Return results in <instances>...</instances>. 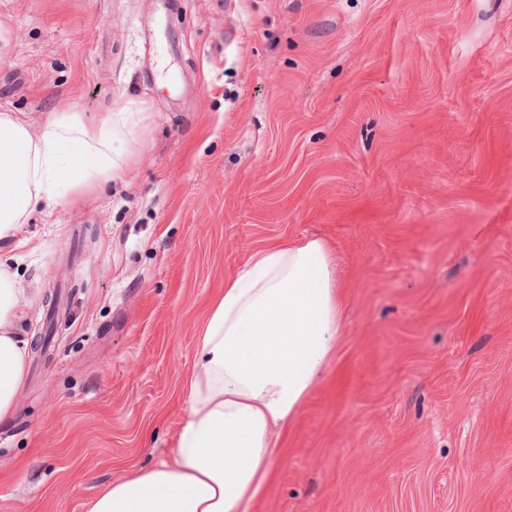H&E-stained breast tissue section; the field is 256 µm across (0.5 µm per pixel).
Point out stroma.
<instances>
[{
  "instance_id": "35a3bbf8",
  "label": "stroma",
  "mask_w": 512,
  "mask_h": 512,
  "mask_svg": "<svg viewBox=\"0 0 512 512\" xmlns=\"http://www.w3.org/2000/svg\"><path fill=\"white\" fill-rule=\"evenodd\" d=\"M0 110L147 112L124 174L0 246L29 358L0 512L173 463L210 299L320 238L323 379L252 512H512V0H0Z\"/></svg>"
}]
</instances>
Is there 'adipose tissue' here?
<instances>
[{
	"instance_id": "1",
	"label": "adipose tissue",
	"mask_w": 512,
	"mask_h": 512,
	"mask_svg": "<svg viewBox=\"0 0 512 512\" xmlns=\"http://www.w3.org/2000/svg\"><path fill=\"white\" fill-rule=\"evenodd\" d=\"M126 115L98 123L67 108L32 128L0 111V243L37 210L70 204L120 175ZM16 275L0 260V422L24 384L31 338L17 330ZM343 293L326 242L251 253L224 281L197 340L173 463L133 469L86 512H250L276 456L275 433L319 381L342 330Z\"/></svg>"
}]
</instances>
